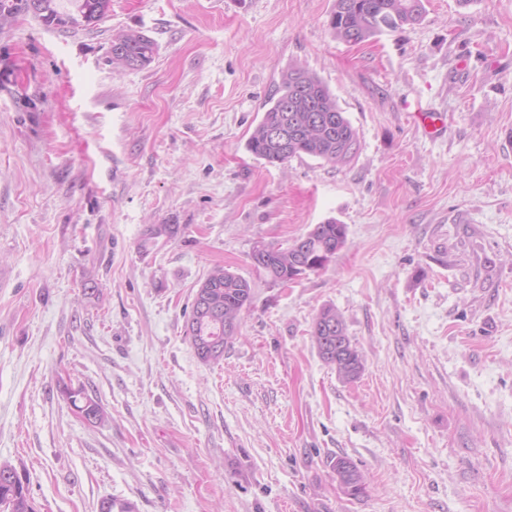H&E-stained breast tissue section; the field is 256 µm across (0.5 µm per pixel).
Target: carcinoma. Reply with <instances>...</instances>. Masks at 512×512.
<instances>
[{
    "label": "carcinoma",
    "mask_w": 512,
    "mask_h": 512,
    "mask_svg": "<svg viewBox=\"0 0 512 512\" xmlns=\"http://www.w3.org/2000/svg\"><path fill=\"white\" fill-rule=\"evenodd\" d=\"M73 11L61 9L60 0H0V24L20 12H31L46 25L60 29L95 25L108 17L112 0H69ZM425 15L424 0H335L330 28L335 38L358 44L387 31L414 25ZM120 44L129 67L143 68L151 63L156 45L138 31L120 33L112 38ZM285 126L288 141L271 136V129ZM246 147L267 163L284 164L303 154L339 165L349 162L358 152L357 131L338 106L328 86L314 73L291 68L282 74L269 107L251 133ZM175 233L172 224H150L140 243L142 250L157 245ZM346 242V227L334 219L314 225L296 238L293 245L269 248L264 274L274 282H289L314 271L326 251L338 252ZM250 282L222 267L214 268L198 289L187 320L186 335L198 359L217 362L238 331L225 325L240 326V314L253 303ZM311 341L320 358L336 370L345 382L359 378L362 358L346 335L344 321L331 306L321 308L313 320ZM68 398L79 412L86 411L93 421L101 422L106 412L99 400L84 389L67 390ZM332 471L342 491L351 497L365 493L366 485L358 466L345 456L332 461ZM0 508L4 512H35L28 488L7 463H0ZM102 512H137L129 499L116 497L102 501Z\"/></svg>",
    "instance_id": "cac0c4a2"
}]
</instances>
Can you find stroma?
Returning a JSON list of instances; mask_svg holds the SVG:
<instances>
[{
	"instance_id": "obj_1",
	"label": "stroma",
	"mask_w": 512,
	"mask_h": 512,
	"mask_svg": "<svg viewBox=\"0 0 512 512\" xmlns=\"http://www.w3.org/2000/svg\"><path fill=\"white\" fill-rule=\"evenodd\" d=\"M333 4L112 0L93 27L0 28V462L36 512H512V0H426L355 45ZM121 30L149 65L112 66ZM295 65L356 129L348 164L247 150ZM329 219L324 269L256 272V247ZM149 224L176 232L143 251ZM218 265L254 301L206 365L185 325ZM327 305L351 383L311 343ZM120 43L129 68H143L151 63L156 45L148 36L138 31L120 33L112 38V48ZM310 337L320 358L335 368L340 379L352 382L359 378L363 371L362 358L346 335L344 321L335 308H321L313 320ZM66 393L79 414L85 410L88 415H92L93 420L91 422H100L105 419L106 412L99 400L86 394L83 388L67 389ZM77 401H82V405H78ZM332 471L342 491L351 497L365 493L366 485L358 466L345 456H336L332 461Z\"/></svg>"
}]
</instances>
